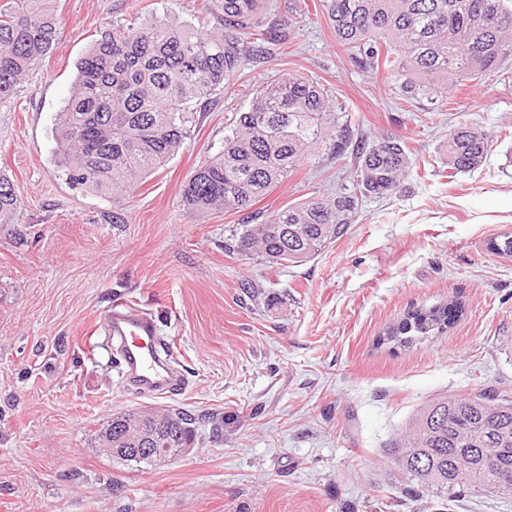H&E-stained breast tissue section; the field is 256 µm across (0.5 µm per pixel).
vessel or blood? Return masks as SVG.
<instances>
[{
	"mask_svg": "<svg viewBox=\"0 0 512 512\" xmlns=\"http://www.w3.org/2000/svg\"><path fill=\"white\" fill-rule=\"evenodd\" d=\"M104 329L115 341L121 357L124 382L143 393L167 395L185 388L171 356L160 349V326L135 302L114 299Z\"/></svg>",
	"mask_w": 512,
	"mask_h": 512,
	"instance_id": "obj_1",
	"label": "vessel or blood"
}]
</instances>
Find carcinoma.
<instances>
[{
  "mask_svg": "<svg viewBox=\"0 0 512 512\" xmlns=\"http://www.w3.org/2000/svg\"><path fill=\"white\" fill-rule=\"evenodd\" d=\"M263 0H218L221 29L204 33L170 19L140 27L114 24L76 63L72 93L56 115L59 166L74 186L115 197L138 186L182 146L195 112L279 39L261 17ZM338 45L381 77L402 104L435 110L448 91L512 63V0H323ZM57 29L51 0H8L0 6V100L48 55ZM353 129L321 85L283 70L259 87L182 192L187 210L212 215L237 210L248 221L224 230V253L269 269L305 262L341 238L363 199L396 191L412 161L404 142L386 137L357 147L353 188L252 207L325 150L346 157ZM492 135L461 122L442 147L448 176L486 161ZM21 199L0 173V224L14 220ZM456 300L413 310L379 343L406 346L442 332L462 316ZM193 417L180 410L112 416L98 433L110 448H190ZM385 452L409 493L453 500L483 493L507 500L512 485V400L491 394L443 396L417 411Z\"/></svg>",
  "mask_w": 512,
  "mask_h": 512,
  "instance_id": "obj_1",
  "label": "carcinoma"
}]
</instances>
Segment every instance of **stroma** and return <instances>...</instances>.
Listing matches in <instances>:
<instances>
[{"label":"stroma","instance_id":"35a3bbf8","mask_svg":"<svg viewBox=\"0 0 512 512\" xmlns=\"http://www.w3.org/2000/svg\"><path fill=\"white\" fill-rule=\"evenodd\" d=\"M207 5L56 0L53 50L0 102V170L22 199L0 224V512H512L483 494H407L385 453L431 399L512 398V257L488 247L512 232V82L452 90L440 112L410 107L339 51L320 0H266L265 19L286 23L283 44L212 94L178 152L117 203L69 184L53 129L91 41L116 23L191 22ZM283 69L337 99L355 139L398 138L413 164L399 192L364 200L345 236L274 270L225 256L224 230L243 213L201 218L181 193ZM463 119L488 130L492 148L479 170L449 179L438 151ZM354 167V155H321L258 207L351 186ZM245 279L274 306L251 301ZM117 296L158 318L183 392L148 396L119 378L93 331ZM451 300L464 313L444 332L377 345L409 311ZM144 407L195 418L188 454L136 464L98 448L104 421Z\"/></svg>","mask_w":512,"mask_h":512}]
</instances>
